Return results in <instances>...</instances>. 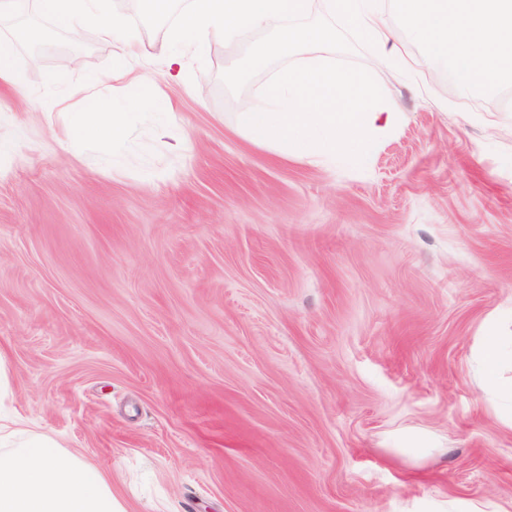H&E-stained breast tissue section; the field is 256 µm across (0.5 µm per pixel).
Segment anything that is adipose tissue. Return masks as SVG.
Wrapping results in <instances>:
<instances>
[{
  "mask_svg": "<svg viewBox=\"0 0 512 512\" xmlns=\"http://www.w3.org/2000/svg\"><path fill=\"white\" fill-rule=\"evenodd\" d=\"M42 13L59 25L95 26L99 37L119 43L116 79L129 106L141 103L128 75L151 79L146 63L152 52L134 46L125 20L105 17V0H38ZM412 39L435 58L448 60L458 83L468 91L512 87V0H399ZM98 78L81 92L87 101L74 133L119 139L122 113L103 103ZM512 361L505 341L492 336L481 351L483 387L512 406V379L502 378ZM0 512H126L112 491V478L62 448L53 437L24 429L17 416H0Z\"/></svg>",
  "mask_w": 512,
  "mask_h": 512,
  "instance_id": "ef3b65f1",
  "label": "adipose tissue"
}]
</instances>
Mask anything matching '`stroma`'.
<instances>
[{"instance_id":"35a3bbf8","label":"stroma","mask_w":512,"mask_h":512,"mask_svg":"<svg viewBox=\"0 0 512 512\" xmlns=\"http://www.w3.org/2000/svg\"><path fill=\"white\" fill-rule=\"evenodd\" d=\"M20 45L0 88V411L112 478L128 512H512V425L477 353L512 336V88L467 93L447 62L376 71L405 122L368 163L250 140L221 75L258 34L154 46L126 134L72 133L117 49L95 28ZM60 75L57 84L49 75Z\"/></svg>"}]
</instances>
